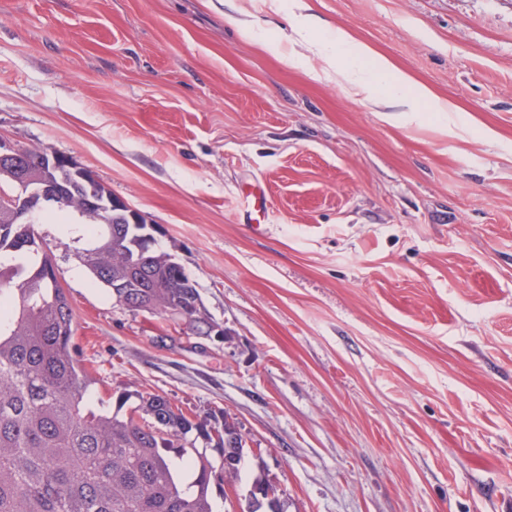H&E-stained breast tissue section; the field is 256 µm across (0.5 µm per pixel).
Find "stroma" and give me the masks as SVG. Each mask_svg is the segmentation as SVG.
<instances>
[{"label": "stroma", "mask_w": 512, "mask_h": 512, "mask_svg": "<svg viewBox=\"0 0 512 512\" xmlns=\"http://www.w3.org/2000/svg\"><path fill=\"white\" fill-rule=\"evenodd\" d=\"M235 2L0 0V136L149 216L216 327L119 305L40 225L92 399L230 413L239 495L265 472L285 512H512V0H311L454 106L392 122L261 48L289 0Z\"/></svg>", "instance_id": "stroma-1"}]
</instances>
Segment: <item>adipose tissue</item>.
Masks as SVG:
<instances>
[{"label": "adipose tissue", "mask_w": 512, "mask_h": 512, "mask_svg": "<svg viewBox=\"0 0 512 512\" xmlns=\"http://www.w3.org/2000/svg\"><path fill=\"white\" fill-rule=\"evenodd\" d=\"M289 11L297 23L288 39H267L266 46L271 52L282 53L288 45L305 46L321 61L324 75L336 77L351 94L364 97L387 121L392 120L394 113L416 112L423 106L434 112L451 111L450 103L396 71L387 58L356 41L349 32L339 29L329 38H321L325 24L311 13L308 0H290Z\"/></svg>", "instance_id": "ef3b65f1"}]
</instances>
